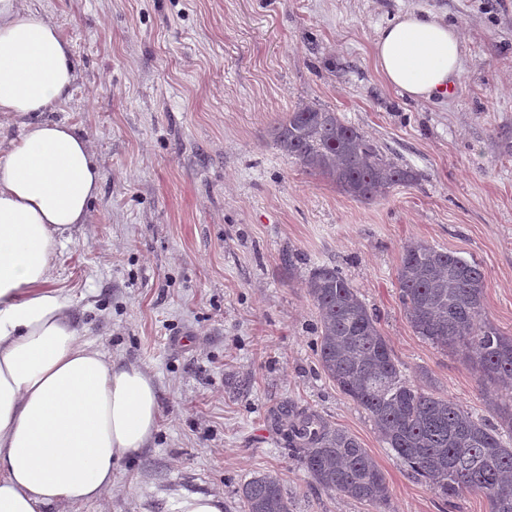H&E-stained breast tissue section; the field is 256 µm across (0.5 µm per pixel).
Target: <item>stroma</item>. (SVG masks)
I'll list each match as a JSON object with an SVG mask.
<instances>
[{"label": "stroma", "mask_w": 512, "mask_h": 512, "mask_svg": "<svg viewBox=\"0 0 512 512\" xmlns=\"http://www.w3.org/2000/svg\"><path fill=\"white\" fill-rule=\"evenodd\" d=\"M72 47L76 80L50 121L90 140L102 182L58 246L51 287L82 341L152 376L160 424L111 491L50 512H175L185 494L277 473L292 512H374L318 486L281 436L307 408L355 435L384 472L382 512H488L445 502L323 373L313 267L335 265L380 317L407 378L489 417L512 384L408 323L396 273L422 240L480 264L489 319L512 335V0H27ZM430 11L460 28L456 91L417 102L382 80L378 27ZM337 112L417 179L362 202L303 172L272 126L295 106ZM293 263H286V255Z\"/></svg>", "instance_id": "obj_1"}]
</instances>
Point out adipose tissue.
<instances>
[{
	"mask_svg": "<svg viewBox=\"0 0 512 512\" xmlns=\"http://www.w3.org/2000/svg\"><path fill=\"white\" fill-rule=\"evenodd\" d=\"M373 54L388 85L428 100L457 81L462 40L409 11L379 28ZM70 56L51 18L0 0V112L26 118L0 153V512L100 498L159 424L149 373L81 341L70 300L49 286L56 249L87 223L101 181L89 139L43 118L70 96Z\"/></svg>",
	"mask_w": 512,
	"mask_h": 512,
	"instance_id": "1",
	"label": "adipose tissue"
}]
</instances>
